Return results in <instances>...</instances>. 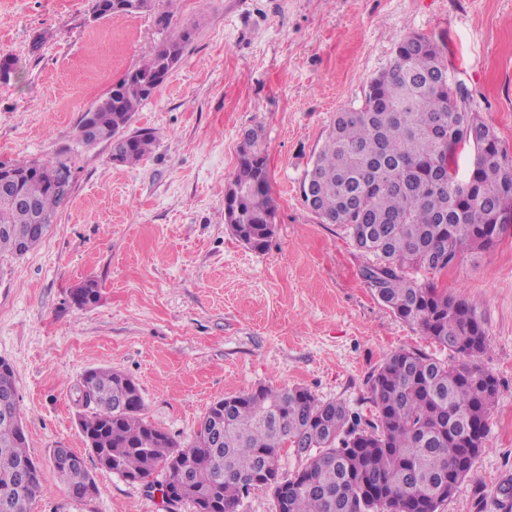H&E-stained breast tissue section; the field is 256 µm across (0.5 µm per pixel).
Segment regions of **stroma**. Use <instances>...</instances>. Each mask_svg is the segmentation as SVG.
Segmentation results:
<instances>
[{
  "mask_svg": "<svg viewBox=\"0 0 512 512\" xmlns=\"http://www.w3.org/2000/svg\"><path fill=\"white\" fill-rule=\"evenodd\" d=\"M93 0H0V162L66 163L72 194L42 242L0 261V358L13 367L28 451L44 491L32 512H193L101 470L78 420L77 384L92 368L130 376L144 415L189 444L207 409L265 385L304 387L363 418L369 380L391 354L457 357L379 302L352 238L304 202L305 173L336 112L360 106L397 42L420 33L444 49L481 118L512 153V0H163L93 20ZM189 32L166 84L136 112L152 152L116 165L87 146L85 112L164 40ZM267 158L275 233L255 250L224 221V190L246 130ZM476 306L489 339L483 368L499 382L483 452L438 512H496L512 486V230L439 276ZM95 281L96 304L71 291ZM83 456L98 493L71 498L53 449Z\"/></svg>",
  "mask_w": 512,
  "mask_h": 512,
  "instance_id": "stroma-1",
  "label": "stroma"
}]
</instances>
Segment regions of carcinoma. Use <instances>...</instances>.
Returning <instances> with one entry per match:
<instances>
[{
    "mask_svg": "<svg viewBox=\"0 0 512 512\" xmlns=\"http://www.w3.org/2000/svg\"><path fill=\"white\" fill-rule=\"evenodd\" d=\"M154 0H94L96 18L154 9ZM187 33L162 42L87 111L85 144H112L121 164L140 162L152 131L125 129L167 81ZM240 165L224 193V219L241 242L262 250L274 233L269 174L257 131L245 135ZM473 151L466 178L453 166ZM40 161L0 162L38 211L56 216L69 196L50 188ZM305 202L322 224L346 230L375 262L361 277L400 319L457 355L454 365L414 351L393 353L370 380L369 421L341 402H321L305 388L261 386L214 402L192 442L182 447L144 417L138 385L112 369L86 371L78 386L85 430L96 458L129 482L156 472L185 481L182 502L205 512H239L255 489L272 493L276 512H437L485 448L497 378L479 359L489 340L473 304L409 271L443 273L466 250L492 247L499 213L512 209V155L473 108L469 89L448 74L441 46L410 34L390 69L374 77L361 106L336 113L307 170ZM49 229L28 208L0 200V259L20 258ZM79 307L99 299L87 281L72 293ZM286 448L304 455L280 471ZM78 501L92 479L84 460L55 469ZM19 417L15 373L0 359V512H31L43 493Z\"/></svg>",
    "mask_w": 512,
    "mask_h": 512,
    "instance_id": "carcinoma-1",
    "label": "carcinoma"
}]
</instances>
